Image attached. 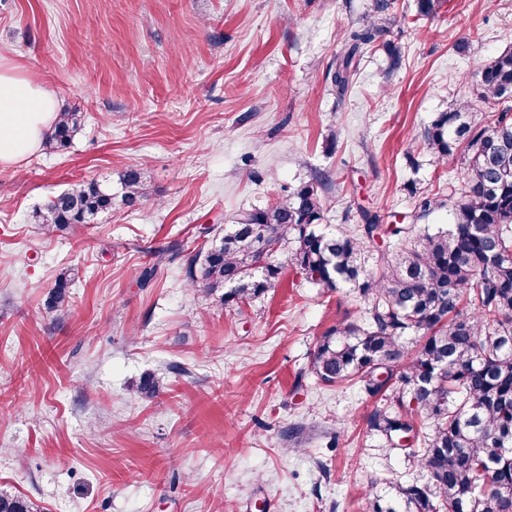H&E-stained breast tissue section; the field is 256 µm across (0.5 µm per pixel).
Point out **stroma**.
I'll return each mask as SVG.
<instances>
[{"instance_id":"1","label":"stroma","mask_w":512,"mask_h":512,"mask_svg":"<svg viewBox=\"0 0 512 512\" xmlns=\"http://www.w3.org/2000/svg\"><path fill=\"white\" fill-rule=\"evenodd\" d=\"M397 0L349 86L328 75L373 0H0V55L84 114L67 150L0 168V490L39 512H367L418 480L367 431L377 399L310 371L348 292L294 271L236 309L186 260L244 212L331 175L323 222L413 215L458 171L418 144L512 48V0ZM129 166L148 196L45 233L32 215L72 183ZM151 270L147 285L137 281ZM71 278L68 315L46 307ZM163 388L138 391L146 375Z\"/></svg>"}]
</instances>
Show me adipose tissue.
<instances>
[{"mask_svg": "<svg viewBox=\"0 0 512 512\" xmlns=\"http://www.w3.org/2000/svg\"><path fill=\"white\" fill-rule=\"evenodd\" d=\"M60 103L20 62L0 56V167H16L38 151Z\"/></svg>", "mask_w": 512, "mask_h": 512, "instance_id": "ef3b65f1", "label": "adipose tissue"}]
</instances>
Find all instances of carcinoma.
<instances>
[{
  "instance_id": "cac0c4a2",
  "label": "carcinoma",
  "mask_w": 512,
  "mask_h": 512,
  "mask_svg": "<svg viewBox=\"0 0 512 512\" xmlns=\"http://www.w3.org/2000/svg\"><path fill=\"white\" fill-rule=\"evenodd\" d=\"M396 0H375L374 15L346 34L334 83L348 87L357 54L386 32ZM444 0H416V15L435 16ZM479 98L495 110L476 119L460 102L439 113L421 140L437 162L461 165L460 188L445 200L424 197L412 222L333 230L321 224L317 183L224 225L194 255L191 283L233 308L279 287L288 269L328 292L348 289L362 307L321 337L310 371L326 385L352 382L383 404L367 417L369 433L412 452L426 481L396 487L400 510L369 490L371 512H512V50L483 65ZM84 115L61 112L45 142L64 151ZM91 178L36 211L47 232L112 216L146 197L141 168ZM446 208L447 227L416 220ZM62 273L47 306L69 311ZM0 512H35L26 498L0 492Z\"/></svg>"
}]
</instances>
